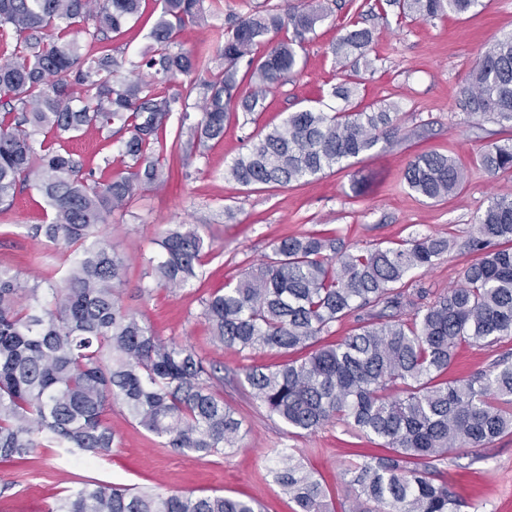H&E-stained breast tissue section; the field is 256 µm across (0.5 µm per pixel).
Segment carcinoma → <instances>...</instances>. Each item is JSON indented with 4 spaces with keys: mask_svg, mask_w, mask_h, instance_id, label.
<instances>
[{
    "mask_svg": "<svg viewBox=\"0 0 512 512\" xmlns=\"http://www.w3.org/2000/svg\"><path fill=\"white\" fill-rule=\"evenodd\" d=\"M137 61L115 55L112 35L138 17L140 0H0V208L33 187L50 210L35 236L81 248L51 299L19 271L0 269V461L25 462L37 448L90 457L112 453L105 420L124 406L138 426L177 448L208 456L237 443L241 421L212 388L214 372L190 348L166 343L121 303L122 256L97 238L108 217L125 215L139 192L169 177L160 158L204 155L224 137L231 113L264 108V93L297 72L299 50L326 17L321 6L255 11L217 34L210 53L187 50L180 33L224 12V0H160ZM421 20L465 15L480 0H386ZM97 45L82 53L78 35ZM373 31L354 21L333 49L347 79L331 96L349 101ZM137 73L132 80L125 72ZM187 82L171 93L167 83ZM472 118L512 125V34L487 42L460 92ZM196 123L167 141L174 113ZM396 105L378 110L308 107L251 138L224 178L242 187L288 186L339 170L398 134ZM122 132L125 174L94 178L67 147L75 133ZM490 175L512 170V138L479 156ZM404 181L439 202L457 193L462 167L436 151L414 155ZM469 246L478 255L463 282L426 302L397 288L431 269L450 241L415 235L397 247L348 248L334 236H286L271 243L256 273L202 301L213 344L240 354L276 351L283 361L254 365L249 393L269 416L298 434L336 421L383 440L381 457L349 468L354 498L344 512H461L441 466L450 451L488 448L512 433V358L448 379L462 344L492 347L512 337V195L494 196L477 217ZM149 260L157 285L180 289L198 277L206 254L196 228L177 224ZM359 324L340 342L336 323ZM275 482L295 512H330L323 484L283 448ZM49 512H259L254 502L212 494L164 495L86 483Z\"/></svg>",
    "mask_w": 512,
    "mask_h": 512,
    "instance_id": "obj_1",
    "label": "carcinoma"
}]
</instances>
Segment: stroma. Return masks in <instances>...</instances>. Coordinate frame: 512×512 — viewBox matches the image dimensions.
Masks as SVG:
<instances>
[{
	"mask_svg": "<svg viewBox=\"0 0 512 512\" xmlns=\"http://www.w3.org/2000/svg\"><path fill=\"white\" fill-rule=\"evenodd\" d=\"M308 2L224 0L223 14L209 17L206 26L186 28L180 40L189 49L255 7L279 10ZM321 3L328 18L306 44L298 73L267 92L264 111L236 112L224 127L223 139L210 142L204 156L187 159L167 183L138 195L123 221L100 229L101 237L128 264L121 288L124 307L162 340L191 347L205 364L216 368L219 380L214 387L241 421L236 446L206 457L162 447L116 404L105 415L115 434L110 456L95 459L38 448L26 464L0 463V512H47L63 490L82 483L148 487L160 493H217L256 501L262 512H293V502L272 476L279 465V448L289 449L322 478L335 510L351 493L343 473L353 453H383L381 443H368L341 422L298 435L270 417L250 399L243 381L247 366L275 362V353L259 351L245 357L215 346L201 317V300L224 283L257 270L274 239L310 231L337 236L346 246L361 249L391 246L416 233L447 238L450 250L432 269L412 272L406 286L432 297L460 284L474 258L468 242L477 232V215L494 194L512 192V172L492 176L476 162L489 145L505 138V129L489 120L471 119L459 105L460 89L482 45L512 33V0H482L475 15L449 14L427 21L399 17L385 0ZM160 8L159 0H142L138 19L113 38V46L128 58H139ZM358 17L374 32L370 56L375 66L362 72L352 102L375 108L397 103V138L379 143L347 169L293 187L249 190L225 181V167L245 151L248 136L308 105L341 107V100L331 95L338 82L332 47L343 27ZM71 146L96 177L109 178L122 170L113 140L85 134L74 138ZM432 150L455 156L465 169L462 189L436 203L413 194L403 179L410 157ZM48 221L47 207L36 190L27 187L17 193L11 207L0 212V268L35 272L46 288L60 284L69 259L58 246L31 233L34 225ZM176 224L195 226L212 249L197 279L170 290L156 285L147 260L159 257L162 235ZM508 352L512 353V338L489 348L462 347L448 374L467 376L488 369ZM443 470L456 497L478 503V512H512V434L479 454L466 449L452 452Z\"/></svg>",
	"mask_w": 512,
	"mask_h": 512,
	"instance_id": "obj_1",
	"label": "stroma"
}]
</instances>
